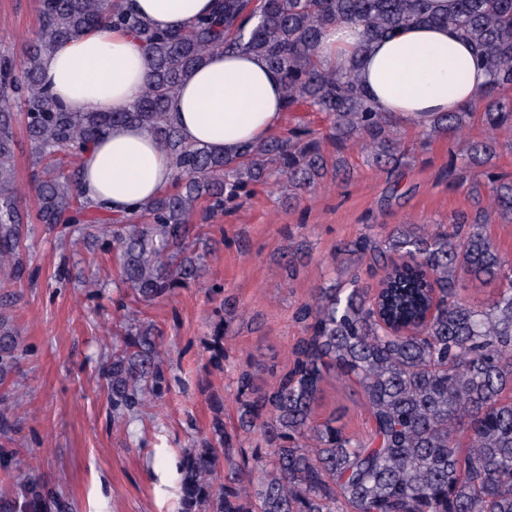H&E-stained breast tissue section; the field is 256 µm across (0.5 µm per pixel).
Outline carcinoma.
I'll list each match as a JSON object with an SVG mask.
<instances>
[{
	"label": "carcinoma",
	"mask_w": 512,
	"mask_h": 512,
	"mask_svg": "<svg viewBox=\"0 0 512 512\" xmlns=\"http://www.w3.org/2000/svg\"><path fill=\"white\" fill-rule=\"evenodd\" d=\"M433 0H222L210 17L186 31L154 29L124 0H39V28L20 66L0 56V278L20 281L25 271L22 226L86 225L85 237L106 244L134 299L151 302L200 277L192 252L199 201L218 213L254 186L286 182L290 191L313 190L344 164L328 169L318 141L301 126L254 146L235 159L184 143L168 103L212 51L250 52L282 77L290 110L305 104L330 122L336 153L353 144L370 152L387 174L398 172L406 149L400 122L377 112L359 89L354 59L341 71L322 66V30L339 20L358 22L369 41L413 25H451L475 46L490 74L477 105L488 129L462 160L482 168L496 150L500 130L512 132V0H456L440 14ZM100 26L138 37L149 81L127 112H65L44 87L41 60L57 44ZM472 109L437 114L423 134L454 138ZM138 125L171 150L173 191L163 192L131 216L101 226L98 208L77 191L80 165L69 159L113 124ZM38 168L34 214L20 208L17 131ZM469 194H487L493 209L476 208L450 226L427 232L402 224L385 239L363 235L341 254L380 267L374 292L340 271L318 284L297 310L303 336L293 366L266 391L251 374L237 379L239 427L258 434L267 451L245 456L224 445V421L179 462V512H512V258L493 239L489 224L512 221V178L484 172ZM494 281L480 304L462 293L468 282ZM112 351L104 378L118 419L144 405L165 383L160 336L152 324L128 329ZM18 331L0 315V426L8 428L17 363ZM331 379L353 380L372 420L354 436L333 415L318 424L315 408ZM0 512H71L50 495L41 477L21 471L0 496Z\"/></svg>",
	"instance_id": "1"
}]
</instances>
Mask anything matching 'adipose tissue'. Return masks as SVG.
Segmentation results:
<instances>
[{"label": "adipose tissue", "instance_id": "obj_1", "mask_svg": "<svg viewBox=\"0 0 512 512\" xmlns=\"http://www.w3.org/2000/svg\"><path fill=\"white\" fill-rule=\"evenodd\" d=\"M161 30L185 31L215 0H125ZM360 57L358 83L376 111L403 123L473 105L489 81L471 43L454 27L411 25L367 41L362 25L339 21L321 34L319 57L344 68ZM56 105L68 112H125L147 86L145 51L126 31L101 28L59 44L41 63ZM286 108L279 74L261 56L213 51L169 101L183 140L227 157L272 137ZM79 191L99 210L129 215L174 175L165 144L140 126L119 123L83 153Z\"/></svg>", "mask_w": 512, "mask_h": 512}]
</instances>
